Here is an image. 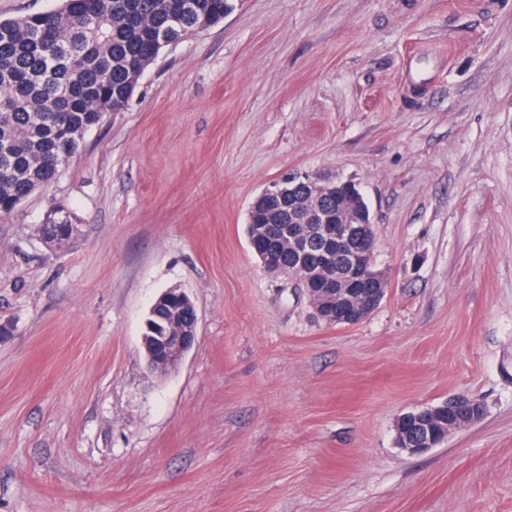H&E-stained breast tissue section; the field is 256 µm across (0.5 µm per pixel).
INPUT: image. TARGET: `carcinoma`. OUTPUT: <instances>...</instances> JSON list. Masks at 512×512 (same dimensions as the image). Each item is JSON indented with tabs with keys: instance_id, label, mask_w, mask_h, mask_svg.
I'll list each match as a JSON object with an SVG mask.
<instances>
[{
	"instance_id": "1",
	"label": "carcinoma",
	"mask_w": 512,
	"mask_h": 512,
	"mask_svg": "<svg viewBox=\"0 0 512 512\" xmlns=\"http://www.w3.org/2000/svg\"><path fill=\"white\" fill-rule=\"evenodd\" d=\"M231 0H63L0 21V217L49 186L86 127L128 103L162 50L224 20Z\"/></svg>"
}]
</instances>
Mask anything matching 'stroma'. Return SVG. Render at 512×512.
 I'll list each match as a JSON object with an SVG mask.
<instances>
[{
	"instance_id": "1",
	"label": "stroma",
	"mask_w": 512,
	"mask_h": 512,
	"mask_svg": "<svg viewBox=\"0 0 512 512\" xmlns=\"http://www.w3.org/2000/svg\"><path fill=\"white\" fill-rule=\"evenodd\" d=\"M232 4L0 218V512H512V0ZM305 176L369 205L388 288L357 325L249 247L251 203ZM169 288L197 340L158 374ZM458 394L478 422L398 446ZM172 302H176L179 305V310L185 314L187 327L169 331L165 327H159L153 332L155 336H142V344L149 367L161 373L178 367L196 341L197 311L194 302L186 292L176 288L166 290L156 299L149 314L165 322L166 318L158 316L156 309L161 304L170 305ZM460 414L464 418H460ZM483 414L482 403L468 396L453 397L434 407L413 409L397 417V440L409 454H423L447 441L453 432L477 422ZM441 417L448 420L437 429L433 424Z\"/></svg>"
}]
</instances>
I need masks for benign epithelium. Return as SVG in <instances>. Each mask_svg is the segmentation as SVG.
<instances>
[{
	"instance_id": "obj_1",
	"label": "benign epithelium",
	"mask_w": 512,
	"mask_h": 512,
	"mask_svg": "<svg viewBox=\"0 0 512 512\" xmlns=\"http://www.w3.org/2000/svg\"><path fill=\"white\" fill-rule=\"evenodd\" d=\"M305 185L300 221L286 232L288 246L300 252L299 262L278 261L279 247L260 232L248 237L249 246L268 270L299 280L321 319L332 325H356L375 311L387 291V279L374 264L376 238L369 209L352 181L319 184L307 179ZM329 197L336 198L334 211L321 204ZM173 302L185 314L187 327H159L154 335L142 336L149 367L161 373L178 367L196 341L197 311L186 292L165 291L149 314L154 316L160 305ZM483 414L482 403L468 396L413 409L397 417V440L409 454H423Z\"/></svg>"
}]
</instances>
